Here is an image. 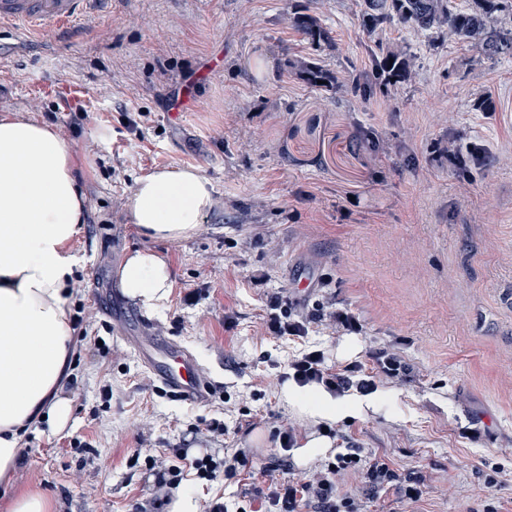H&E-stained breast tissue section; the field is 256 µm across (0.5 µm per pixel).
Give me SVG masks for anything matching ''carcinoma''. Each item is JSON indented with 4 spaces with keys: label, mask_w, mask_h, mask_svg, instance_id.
Here are the masks:
<instances>
[{
    "label": "carcinoma",
    "mask_w": 512,
    "mask_h": 512,
    "mask_svg": "<svg viewBox=\"0 0 512 512\" xmlns=\"http://www.w3.org/2000/svg\"><path fill=\"white\" fill-rule=\"evenodd\" d=\"M512 0H478L481 4L473 11H460L449 0H363L364 17L368 22H378L391 16L405 24L428 30L437 22L448 23V34L473 43L487 57L497 55L503 46L512 44V31L497 28L492 12ZM294 25L306 36L322 37L317 21L310 16L294 18ZM406 70V62L400 54L388 51L375 59L378 76L399 78Z\"/></svg>",
    "instance_id": "carcinoma-1"
}]
</instances>
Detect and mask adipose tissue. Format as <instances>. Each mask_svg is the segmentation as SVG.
Wrapping results in <instances>:
<instances>
[{
	"label": "adipose tissue",
	"mask_w": 512,
	"mask_h": 512,
	"mask_svg": "<svg viewBox=\"0 0 512 512\" xmlns=\"http://www.w3.org/2000/svg\"><path fill=\"white\" fill-rule=\"evenodd\" d=\"M211 205L208 180L181 166L141 177L128 200L144 234L170 241L192 232ZM84 206L69 144L48 125L0 118V481L15 469L28 426L44 418L60 426L69 416L60 392L76 260L63 247L78 234ZM120 280L150 310L170 293V272L150 253L130 256Z\"/></svg>",
	"instance_id": "ef3b65f1"
}]
</instances>
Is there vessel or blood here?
Returning <instances> with one entry per match:
<instances>
[{"label": "vessel or blood", "instance_id": "vessel-or-blood-1", "mask_svg": "<svg viewBox=\"0 0 512 512\" xmlns=\"http://www.w3.org/2000/svg\"><path fill=\"white\" fill-rule=\"evenodd\" d=\"M111 5L112 0H0V26H9L18 42L24 41L30 32L63 39L71 36L73 21L105 11ZM113 320L119 327L135 326L142 330L136 352L169 394L189 403L208 401L213 382L192 350L174 342L169 347V360L156 359L150 352L154 339L148 334L149 323L130 308L124 314L114 315Z\"/></svg>", "mask_w": 512, "mask_h": 512}]
</instances>
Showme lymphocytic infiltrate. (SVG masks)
<instances>
[{"instance_id":"f902f5d3","label":"lymphocytic infiltrate","mask_w":512,"mask_h":512,"mask_svg":"<svg viewBox=\"0 0 512 512\" xmlns=\"http://www.w3.org/2000/svg\"><path fill=\"white\" fill-rule=\"evenodd\" d=\"M324 328L339 335H359L363 325L352 312L337 308L335 303H321L310 309L286 304L281 296L268 298L265 330L275 339L298 343L299 348L288 359L289 379L301 387H320L334 396H369L380 387L405 381L411 366L404 352L393 345L369 350L366 361L353 360L337 366L329 365L324 349L307 344L311 329ZM319 434L339 438L340 446L333 457L303 476L275 484L265 498L263 512H367L369 502L381 494L395 492L401 501L413 505L426 495L430 477L420 470L399 474L389 458L363 456L359 445L349 437H339L331 424L316 427ZM251 455L240 448L224 460L203 455L188 457L173 450L168 478L159 479L151 497L138 503L135 512H156L161 500L177 489L184 477L210 483L237 479ZM350 481L351 490L340 487Z\"/></svg>"}]
</instances>
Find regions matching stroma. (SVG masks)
<instances>
[{
	"mask_svg": "<svg viewBox=\"0 0 512 512\" xmlns=\"http://www.w3.org/2000/svg\"><path fill=\"white\" fill-rule=\"evenodd\" d=\"M362 12V0H112L62 41L17 47L0 32V116L50 125L71 147L85 211L67 246L80 283L68 306L90 310L60 393L67 424L23 432L27 473L0 484V512L34 490L53 512H134L172 449H251L238 486L182 481L206 512L217 492L267 487L261 470L286 422L304 429L296 471L332 455L335 440L316 447V418L279 380L295 344L263 328L267 297L293 301L300 268L329 281L305 304L336 296L364 324L357 336L312 333L330 363L394 345L413 366L333 426L396 469L430 474L415 512H512V481L486 483L512 471L499 451L512 439V45L490 59L446 25L393 19L369 35ZM306 15L321 39L294 26ZM383 48L404 57V77L355 94ZM312 66L325 83L309 81ZM186 91L199 108L170 116ZM475 144L484 156L462 173L448 149ZM172 165L198 169L213 195L179 241L142 234L128 209L137 179ZM138 251L170 271V297L148 315L157 335L227 387L206 403L144 389L134 349L112 331L118 273ZM471 421L476 442L461 434ZM137 450L155 467L131 463Z\"/></svg>",
	"mask_w": 512,
	"mask_h": 512,
	"instance_id": "obj_1",
	"label": "stroma"
}]
</instances>
